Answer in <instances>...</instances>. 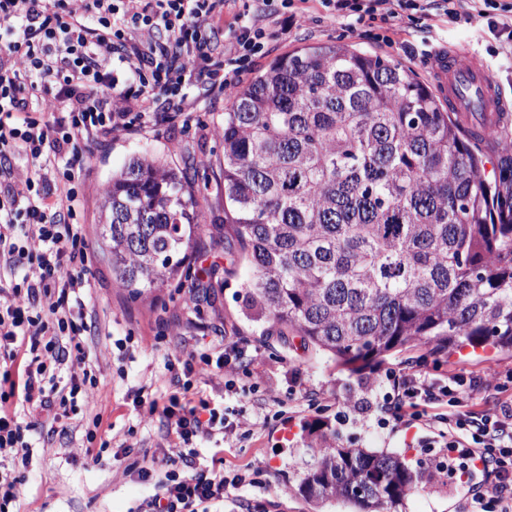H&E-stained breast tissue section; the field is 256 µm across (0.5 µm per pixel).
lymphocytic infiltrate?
<instances>
[{
  "instance_id": "f902f5d3",
  "label": "lymphocytic infiltrate",
  "mask_w": 512,
  "mask_h": 512,
  "mask_svg": "<svg viewBox=\"0 0 512 512\" xmlns=\"http://www.w3.org/2000/svg\"><path fill=\"white\" fill-rule=\"evenodd\" d=\"M307 0H244L225 22V0H0V512H10L27 480L30 445L10 411L18 400L29 412L58 422L75 413L79 398L97 388L86 361L87 325L76 317L91 287V255L80 184L84 146L101 136L153 125L169 112H188L190 90L230 92L263 54L267 30L279 16L302 23ZM347 31L401 32L432 14L452 15L451 0H319ZM54 113L53 122L43 119ZM25 156L29 170L12 159ZM257 357L233 343H205L184 362L187 374L222 371L234 405L206 401L168 404L136 392L146 417L167 422L176 453L156 475V494L139 512H211L262 487L266 466L255 459L227 469L199 466L198 440L222 436L228 447L258 436L286 405L273 384L254 383ZM68 382H60L62 371ZM371 390L390 419L428 432L418 445L429 470L455 483L479 478L460 512H512V370L468 374L416 363L386 371ZM494 405L482 403L486 393Z\"/></svg>"
}]
</instances>
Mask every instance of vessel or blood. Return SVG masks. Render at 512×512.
<instances>
[{
  "label": "vessel or blood",
  "instance_id": "1",
  "mask_svg": "<svg viewBox=\"0 0 512 512\" xmlns=\"http://www.w3.org/2000/svg\"><path fill=\"white\" fill-rule=\"evenodd\" d=\"M430 71L449 111L468 118L469 130L479 139L512 144V124L504 119L512 105L482 61L468 50L440 47L431 54Z\"/></svg>",
  "mask_w": 512,
  "mask_h": 512
}]
</instances>
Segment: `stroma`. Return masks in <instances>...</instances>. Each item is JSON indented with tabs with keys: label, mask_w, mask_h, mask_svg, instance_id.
I'll use <instances>...</instances> for the list:
<instances>
[{
	"label": "stroma",
	"mask_w": 512,
	"mask_h": 512,
	"mask_svg": "<svg viewBox=\"0 0 512 512\" xmlns=\"http://www.w3.org/2000/svg\"><path fill=\"white\" fill-rule=\"evenodd\" d=\"M470 0H457L459 19L435 18L428 27L399 35L387 45L377 35L344 31L335 18L312 6L301 28L283 23L269 28L265 54L254 58L239 80L247 85L254 74L277 56L295 48L345 43L400 60L418 79L431 83L427 59L437 47H463L481 58L491 69L506 97L512 98V46L502 43L485 23H467ZM228 95L211 93L195 112L177 116L154 126L113 133L90 145L84 152V221L92 255L91 298L83 309L88 325L85 339L87 359L93 365L98 389L79 401L75 419L57 423L20 413L29 427L30 464L28 479L16 503L18 512H137L138 506L156 491L154 478L131 470L134 459H163L170 451L167 428L161 417L142 422V408L134 403L138 387H149L153 396L168 400L182 395L183 362L197 342L215 336L255 350L265 369L279 382L283 398L298 405L271 420L263 434L225 447L221 438L199 442L198 464L223 459L226 467L244 465L262 458L269 469V484L253 489L249 498L262 501L266 512H353L348 503L336 500L323 509L307 502L288 486L289 466L294 455L306 454L307 444L299 432L301 421L334 420L343 439L366 448H387L420 460L413 433L404 425L379 428L380 412L375 400L367 398L363 385L371 373L352 375L333 360L315 353L299 337L279 335L276 329L248 320L244 315V282L250 275L224 237V182L220 164L224 144L220 132ZM152 157L180 167L190 162L207 175L198 199L203 227L190 253L192 271L214 269L207 289H176L169 285L132 296L101 255L96 237L100 208L112 183V175L130 158ZM127 338L124 348L113 347ZM328 399L329 409L315 411L301 400L304 393ZM349 407L346 420H338L336 409ZM103 425L95 442H87L84 426L94 415ZM110 448L100 452L101 440ZM469 492L465 485H448L421 476L418 489L406 500L403 512H458L459 502Z\"/></svg>",
	"instance_id": "1"
}]
</instances>
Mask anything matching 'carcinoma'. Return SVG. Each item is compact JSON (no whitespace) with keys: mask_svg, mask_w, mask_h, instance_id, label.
I'll return each instance as SVG.
<instances>
[{"mask_svg":"<svg viewBox=\"0 0 512 512\" xmlns=\"http://www.w3.org/2000/svg\"><path fill=\"white\" fill-rule=\"evenodd\" d=\"M224 238L252 276L253 320L352 374L425 347L512 353V167L486 174L474 137L401 62L345 44L276 57L224 113ZM199 171L134 157L112 174L99 235L140 295L198 287L185 266L203 217ZM290 466L319 506L390 512L419 471L311 426Z\"/></svg>","mask_w":512,"mask_h":512,"instance_id":"cac0c4a2","label":"carcinoma"}]
</instances>
